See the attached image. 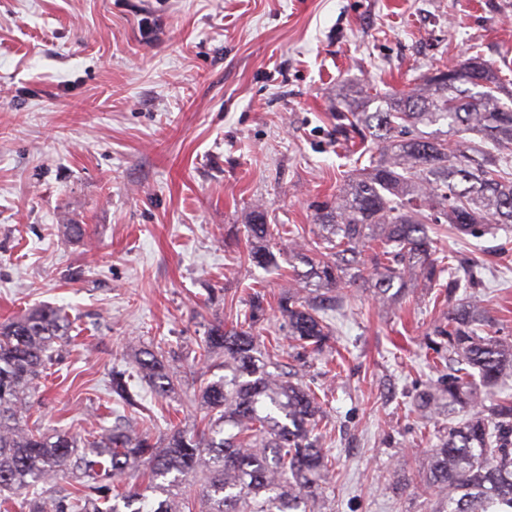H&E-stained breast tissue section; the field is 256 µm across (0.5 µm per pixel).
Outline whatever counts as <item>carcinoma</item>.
I'll use <instances>...</instances> for the list:
<instances>
[{"instance_id": "obj_1", "label": "carcinoma", "mask_w": 512, "mask_h": 512, "mask_svg": "<svg viewBox=\"0 0 512 512\" xmlns=\"http://www.w3.org/2000/svg\"><path fill=\"white\" fill-rule=\"evenodd\" d=\"M468 76L448 81L444 70L423 86L384 97L375 112H338L346 134L369 138L379 157L350 179L336 199L317 209L316 255L296 244L292 229L273 226L264 209L248 224V259L266 268L275 261L268 243L288 236L294 256L309 266L304 287L280 295L288 347L266 336L258 351L265 296L249 300L244 319L227 329L211 326L191 352L200 375L221 366L231 372L204 383L206 410L189 433L172 426L159 438L134 420L81 436L67 428L45 430L31 420L33 399L47 370L61 360L55 345L71 337L73 320L43 305L0 322V494L31 493L29 512H329L327 491L335 459L321 446L325 396L295 380L293 364L328 347L346 293L341 284L374 281L382 304L402 302L406 288H430L448 276V298L478 280L477 266L450 253L437 256L438 237L512 227V106L497 94L503 84L479 54L454 65ZM445 124L446 137L419 127ZM475 133L478 144L459 138ZM304 277V278H306ZM298 270L293 281L304 282ZM448 340V375L418 395L425 416L465 413L438 437L428 475L416 483L427 512H512V395L499 383L512 371V343L485 329L483 308L464 295L448 308L436 330ZM173 358L145 349L128 368L112 371L113 401L140 407L139 384L168 397ZM274 371H269V368ZM490 405H485V401ZM79 460V487L46 498L39 484L69 473Z\"/></svg>"}]
</instances>
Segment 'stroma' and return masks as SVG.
Wrapping results in <instances>:
<instances>
[{
  "label": "stroma",
  "instance_id": "stroma-1",
  "mask_svg": "<svg viewBox=\"0 0 512 512\" xmlns=\"http://www.w3.org/2000/svg\"><path fill=\"white\" fill-rule=\"evenodd\" d=\"M474 51L512 83V0H0V320L49 303L80 329L35 398L42 427L98 429L114 363L287 291V240L270 243L279 270L245 260L253 206L315 241L355 161L336 110L373 111ZM438 249L481 261L474 293L512 340V237ZM352 294L302 372L329 390L332 512H424L408 476L448 418L414 399L446 373L425 352L448 303ZM201 382L186 366L168 398L143 390L160 430L200 423L182 402Z\"/></svg>",
  "mask_w": 512,
  "mask_h": 512
}]
</instances>
